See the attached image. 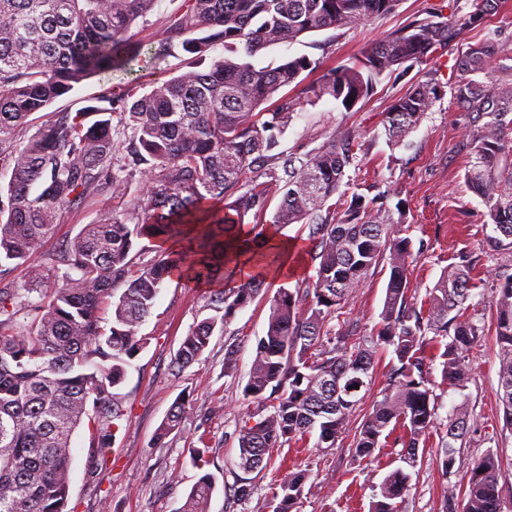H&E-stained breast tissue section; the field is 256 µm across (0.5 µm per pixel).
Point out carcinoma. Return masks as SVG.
Wrapping results in <instances>:
<instances>
[{
    "label": "carcinoma",
    "instance_id": "carcinoma-1",
    "mask_svg": "<svg viewBox=\"0 0 512 512\" xmlns=\"http://www.w3.org/2000/svg\"><path fill=\"white\" fill-rule=\"evenodd\" d=\"M167 31L190 55L187 70L149 93L129 81L107 89L75 112H58L28 134V118L76 85L104 73L130 71L143 48L129 35L154 0H0V512H70L71 440L84 418L94 416L97 454L112 445L124 415L122 385L127 367L146 346L137 327L150 315L160 286L177 278L197 286L215 282L217 315L190 328L175 357L187 367L198 361L216 328H224L259 296L281 253L258 236L243 237L245 218L261 220L270 196L281 202L268 223V237L290 224H307L314 243L315 276L305 288H280L269 299L267 329L257 340L243 393L268 413H249L239 429L235 467L243 473L234 489L248 499V475L268 465L274 448L306 442L334 448L373 379L380 349L392 348L381 399L356 439L361 458L384 447L396 426L403 459L414 466L418 448L437 418L427 347L444 343L442 373L464 387L470 378L465 353L479 339L468 313L471 275L481 257L461 252L428 292L426 309L409 304L414 253L387 206L388 195L371 199L340 193L346 168L356 159V136L346 130L302 156L283 160L268 180L250 176L256 163L273 157L296 109L326 98L350 110L370 96L381 78L422 63L437 49L458 45L466 31L483 27L500 0H466L468 11L448 20H415L390 33L347 64L323 70L293 96L305 72L320 68L306 56L275 67L253 59L264 49L327 29L350 30L384 16L399 0H184ZM228 56L207 61L216 44ZM512 57V38L500 31L467 46L456 66L453 100L469 116L462 143L465 182L486 209L488 250H512V66L495 72L490 59ZM439 97L434 78L418 83L386 113L388 142L403 145ZM125 140L123 169L140 174L139 196L121 213L112 211L79 233L52 259L62 278L41 289L44 274L29 272L23 298L10 279L71 207L98 196L125 193L114 172L118 143ZM174 241L147 260L136 241ZM386 263L389 276L374 336L341 318L348 300L370 270ZM498 346L496 397L512 428V275L491 301ZM112 310V319L104 314ZM340 318L339 330L326 323ZM359 388H353V385ZM193 411L175 399L156 432L162 441ZM470 415L459 406L448 414L446 439L437 449L445 474L454 473ZM309 475H280L272 512H293ZM401 468L379 484L373 512H398L409 491ZM215 476L199 477L180 512H208ZM443 512H505L497 455L475 459L443 496Z\"/></svg>",
    "mask_w": 512,
    "mask_h": 512
}]
</instances>
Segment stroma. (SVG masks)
<instances>
[{"label":"stroma","instance_id":"35a3bbf8","mask_svg":"<svg viewBox=\"0 0 512 512\" xmlns=\"http://www.w3.org/2000/svg\"><path fill=\"white\" fill-rule=\"evenodd\" d=\"M184 0H157L146 19L137 20L131 29L144 47H157ZM455 0H399L395 9L357 29L343 32L328 29L305 35L292 44L263 50L257 65H277L284 58L308 56L322 68L350 62L388 33L412 20L437 16L447 19ZM460 51L449 47L433 54L427 62L412 65L403 74L383 78L373 94L352 110H344L332 100H321L297 113L276 149L281 157L305 154L331 135L349 130L357 136V157L347 170L348 192L371 197L390 191L388 207H400L401 222L413 243L415 253L411 302L422 305L431 288L456 255L479 251L483 246L488 218L479 199L464 182L465 159L457 145L465 140L469 118L454 103L450 87L454 81ZM185 56L140 57L130 75L94 77L79 84L73 92L54 101L50 110L73 112L86 105L103 89L123 85L134 79L140 92L180 73ZM435 77L440 93L431 112L410 134L404 146L391 148L384 129L385 116L393 102L415 83ZM139 178L129 180L125 195L99 198L74 206L28 259L26 268L13 272L16 285L28 284L27 267L48 268L52 257L69 242L83 225L97 221L109 210L127 209L136 199ZM288 241L297 243L303 253L299 272L266 283L259 297L239 311L224 331L214 332L208 348L198 362L187 368L174 367L173 360L189 327L212 316L210 291L192 288L179 279L162 286L151 315L137 328L146 337V347L132 360L122 386L126 396L125 415L118 422L112 450L99 478L89 469L97 453L91 439L92 421H83L76 432L70 472V512H179L188 493L202 472L216 477L209 512H271L269 505L277 491L280 464L308 470L311 493L304 495L297 512H370L377 487L390 471L403 467L402 447L388 444L373 457L354 455V442L361 423L378 393L383 389L394 360L391 350L379 353V364L366 396L350 418L345 433L332 448L284 447L273 452L261 473L253 479L254 490L245 501L236 500L233 489L239 471L234 462L239 453L238 432L245 415L255 405L243 396L258 338L267 328L268 299L282 287L293 288L303 276L311 274L310 228L293 224L285 231ZM512 274V251L483 257L473 275L470 306L480 313V338L467 353L472 375L466 387L448 386L442 379L440 362L432 364V379L437 396L438 418L429 430L424 446L418 449L411 475L410 491L399 512H441L443 490L449 482L436 461V451L445 438L449 412L464 406L473 425L459 453L458 472H465L472 459L486 450L496 451L500 461V484L512 500V431L504 427L496 401L498 348L494 327L488 317V303L498 276ZM388 272L385 266L371 271L364 285L345 306L347 317L357 320L362 335L377 332L385 296ZM235 345L238 370L224 371V349ZM189 397L194 411L177 431L155 445L154 436L172 402ZM207 449L206 469L192 462L194 449Z\"/></svg>","mask_w":512,"mask_h":512}]
</instances>
